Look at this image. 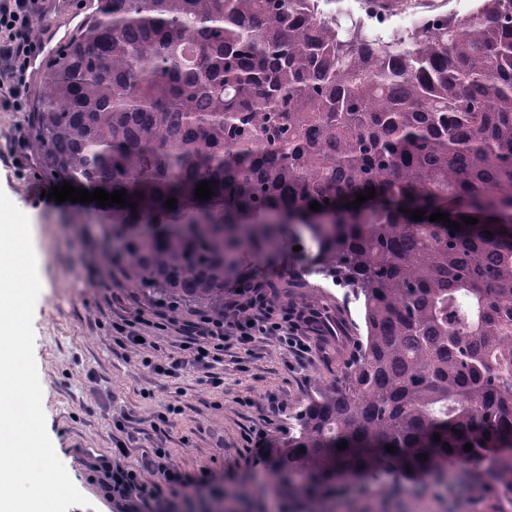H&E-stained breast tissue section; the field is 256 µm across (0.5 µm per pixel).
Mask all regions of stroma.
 I'll return each instance as SVG.
<instances>
[{
    "instance_id": "obj_1",
    "label": "stroma",
    "mask_w": 512,
    "mask_h": 512,
    "mask_svg": "<svg viewBox=\"0 0 512 512\" xmlns=\"http://www.w3.org/2000/svg\"><path fill=\"white\" fill-rule=\"evenodd\" d=\"M77 0H38L30 22L36 41L47 31L67 38L81 17ZM29 111L18 112L0 102V191L36 228L46 281L33 313L34 360L42 388L46 429L67 473L88 501L68 512H122L107 499L101 475L90 460L115 443L126 445L121 462L141 467L153 449H168L171 460L189 474L205 470L213 481L202 495L189 498L164 492L160 512H268L264 490L265 465L259 464L257 442L268 436L273 447L288 437L293 413L309 398L334 383L335 367L324 361L319 340L309 326L301 333L306 354L288 350L276 337L259 336L248 345L227 340L223 362L209 371L186 366L176 376L155 374L145 360L166 365L184 356L180 324L195 310L181 307L174 327L157 331L143 327L142 346L117 341L112 323L136 312L152 314L159 303L144 291L127 287L112 264V236L103 224H73L78 204L49 205L41 194L50 181L37 171L28 143ZM304 251L286 252L276 264L246 255L244 275L275 283L268 297L274 307L326 315L343 309L359 321L362 303L323 277L318 301L306 289L288 287L302 274ZM177 413L167 414L169 405ZM441 488L424 479L407 487L388 488L354 483L332 504V512H512V499L498 496L496 482L484 478L474 492L458 465Z\"/></svg>"
}]
</instances>
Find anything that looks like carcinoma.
<instances>
[{
    "label": "carcinoma",
    "mask_w": 512,
    "mask_h": 512,
    "mask_svg": "<svg viewBox=\"0 0 512 512\" xmlns=\"http://www.w3.org/2000/svg\"><path fill=\"white\" fill-rule=\"evenodd\" d=\"M339 2L96 0L48 63L31 149L47 179L126 191L96 216L112 261L173 308L224 313L244 253L304 238L307 269L363 299L355 354L267 471L280 512L450 463L512 492V0L382 41Z\"/></svg>",
    "instance_id": "cac0c4a2"
}]
</instances>
